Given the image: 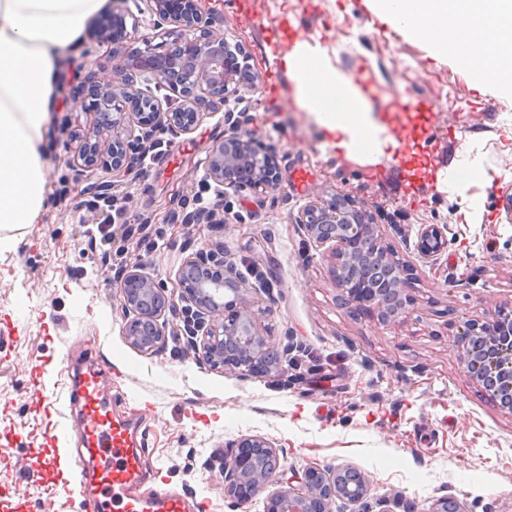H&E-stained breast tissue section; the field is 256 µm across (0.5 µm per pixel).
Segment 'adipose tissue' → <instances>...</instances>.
Masks as SVG:
<instances>
[{
    "mask_svg": "<svg viewBox=\"0 0 512 512\" xmlns=\"http://www.w3.org/2000/svg\"><path fill=\"white\" fill-rule=\"evenodd\" d=\"M365 2L382 22L426 41L435 56L452 58L478 82L512 95V0ZM105 4L0 0V250L13 246L17 230L40 221L48 179L44 133L59 53L77 45ZM281 66L293 75L295 95L327 145L375 159L395 153L397 138L304 42L295 41Z\"/></svg>",
    "mask_w": 512,
    "mask_h": 512,
    "instance_id": "obj_1",
    "label": "adipose tissue"
}]
</instances>
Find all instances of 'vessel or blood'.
<instances>
[{
    "label": "vessel or blood",
    "mask_w": 512,
    "mask_h": 512,
    "mask_svg": "<svg viewBox=\"0 0 512 512\" xmlns=\"http://www.w3.org/2000/svg\"><path fill=\"white\" fill-rule=\"evenodd\" d=\"M111 377V366L102 361L70 372L65 404L76 417L63 423L60 446L32 462L29 472H69L71 494L91 512H196V501L148 468L149 433L143 422L113 414L102 392Z\"/></svg>",
    "instance_id": "vessel-or-blood-1"
}]
</instances>
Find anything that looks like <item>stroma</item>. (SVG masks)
<instances>
[{"instance_id": "stroma-1", "label": "stroma", "mask_w": 512, "mask_h": 512, "mask_svg": "<svg viewBox=\"0 0 512 512\" xmlns=\"http://www.w3.org/2000/svg\"><path fill=\"white\" fill-rule=\"evenodd\" d=\"M208 21L240 47L258 81L230 102L241 132L277 158L280 186L222 193L207 177L224 114L204 115L189 134L153 150L139 176L113 181L111 203L90 204L58 161L88 98L85 77L105 80L111 48L81 37L55 82L56 108L44 135L47 208L12 249L0 252V512H84L50 473L32 476L65 413L69 361L100 342L116 385L128 395L119 414H141L150 430L148 465L169 485L202 501V512H263L224 494V455L259 435L278 449L285 476L308 466H348L370 487L362 503L333 512H425L442 496L464 512H512V412L493 404L463 371L456 346L469 318L512 303V149L505 127L512 97L480 85L427 42L379 25L364 0H209ZM340 76L372 90L376 117L408 102L393 159L336 153L303 112L278 50L289 25ZM479 159L488 178L457 186L446 170ZM406 163L411 177L398 175ZM355 197L383 242L417 266L406 317L382 325L342 306L332 262L295 222L321 192ZM222 203L223 223L180 231L191 212ZM121 224L123 254L93 243L98 225ZM423 224L448 227L437 264L414 249ZM218 249L245 280L258 328L287 352L277 372L231 373L199 359L188 340L164 339L145 353L123 334L114 283L142 259L147 274L173 284L183 260Z\"/></svg>"}]
</instances>
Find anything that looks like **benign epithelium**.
Wrapping results in <instances>:
<instances>
[{
	"instance_id": "7a95c632",
	"label": "benign epithelium",
	"mask_w": 512,
	"mask_h": 512,
	"mask_svg": "<svg viewBox=\"0 0 512 512\" xmlns=\"http://www.w3.org/2000/svg\"><path fill=\"white\" fill-rule=\"evenodd\" d=\"M149 2L158 27L169 26L164 34L172 38L170 49L154 52L136 46V32L127 30L122 14L124 0H112L109 17L89 28V39L111 46L107 59L116 79L87 83L90 103L84 121L70 132L63 158L77 182L98 169L118 178L129 176L131 155L145 144L156 146L158 131L191 133L204 112L218 109L253 85L224 34L208 25L205 0H179L177 9L170 0ZM143 72L152 73L161 84L179 87L181 100L163 105L152 97V111H144V93L133 84ZM208 178L235 192H267L279 186L274 157L233 131L213 144ZM296 223L333 260L343 304L384 325L408 313L414 266L381 243L370 214L352 197L318 196L299 212ZM446 231V224L421 225L415 250L422 263L434 265L445 251ZM248 293L220 253L201 249L183 261L171 289L144 272L140 262L130 263L115 283L113 299L124 315L123 336L138 349L156 351L170 318L180 315L195 337L193 346L210 364L252 374L257 360L275 347L260 334ZM178 301L184 303L180 311ZM458 348L468 376L512 412V306L499 305L491 321L464 320ZM281 481L276 448L262 436L239 439L224 456V494L242 506ZM368 491V479L351 467L310 466L297 485L270 495L265 512H332L336 500L355 505Z\"/></svg>"
}]
</instances>
